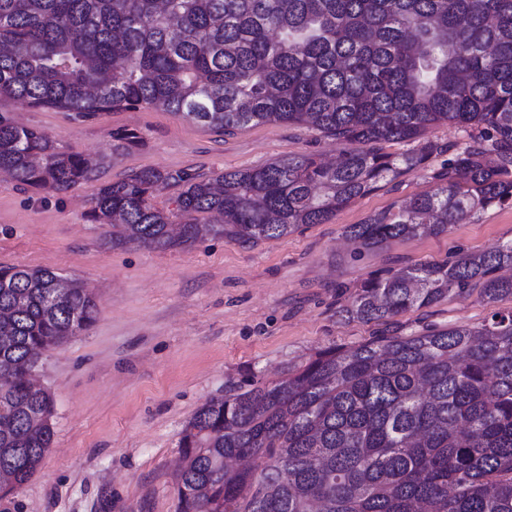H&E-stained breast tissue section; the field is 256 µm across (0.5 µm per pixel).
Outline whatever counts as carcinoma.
I'll return each instance as SVG.
<instances>
[{
    "mask_svg": "<svg viewBox=\"0 0 512 512\" xmlns=\"http://www.w3.org/2000/svg\"><path fill=\"white\" fill-rule=\"evenodd\" d=\"M2 97L80 118L161 108L222 135L306 125L344 145L335 164L306 153L105 184L89 216L112 226L114 246L280 239L412 170L432 189L346 225L357 250L512 206V0H0ZM438 125L464 136L425 138ZM0 169L57 192L95 177L84 155L3 115ZM171 183L182 186L176 235L152 204ZM211 212L222 223L199 220ZM56 277L0 267V371L12 376L0 389L1 501L53 443V397L27 370L98 313L75 280L57 293ZM476 284L489 303L512 298V240L369 274L340 313L382 326L375 338L251 378L187 422L176 512H512V309L421 333L396 320Z\"/></svg>",
    "mask_w": 512,
    "mask_h": 512,
    "instance_id": "carcinoma-1",
    "label": "carcinoma"
}]
</instances>
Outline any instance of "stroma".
Returning a JSON list of instances; mask_svg holds the SVG:
<instances>
[{
    "mask_svg": "<svg viewBox=\"0 0 512 512\" xmlns=\"http://www.w3.org/2000/svg\"><path fill=\"white\" fill-rule=\"evenodd\" d=\"M0 113L90 156L94 179L64 192L24 189L0 174V265L44 266L93 289L94 323L43 357L54 396V440L39 471L0 512H176L172 474L181 431L209 398L245 377L268 380L326 347L374 337V324L342 318L370 272L440 261L512 239V207H492L447 233L398 239L354 257L343 228L427 192L423 171L354 199L325 224L245 245L210 237L159 250L113 247L111 226L88 212L101 185L144 168L208 176L287 155H340L335 140L305 126L265 124L221 136L155 108L90 119L0 99ZM136 132L126 146L116 131ZM480 288L400 315L406 333L459 322L478 326L492 308Z\"/></svg>",
    "mask_w": 512,
    "mask_h": 512,
    "instance_id": "35a3bbf8",
    "label": "stroma"
}]
</instances>
